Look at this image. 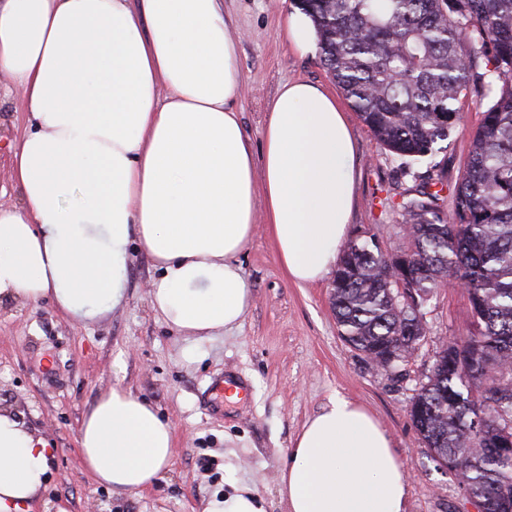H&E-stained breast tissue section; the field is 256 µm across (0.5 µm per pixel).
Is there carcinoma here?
<instances>
[{"label": "carcinoma", "instance_id": "obj_1", "mask_svg": "<svg viewBox=\"0 0 512 512\" xmlns=\"http://www.w3.org/2000/svg\"><path fill=\"white\" fill-rule=\"evenodd\" d=\"M320 31V59L377 141L408 174L437 172L417 196L391 203L408 228L400 254L424 269L418 300L455 282L473 326L451 348L463 375L435 357L410 415L427 448L454 461L467 496L498 512L512 495V0H297ZM488 100L448 210V149L469 95ZM374 238L352 241L336 270L331 304L340 335L364 356L404 362L426 324L385 276Z\"/></svg>", "mask_w": 512, "mask_h": 512}]
</instances>
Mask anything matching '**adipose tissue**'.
<instances>
[{
    "label": "adipose tissue",
    "mask_w": 512,
    "mask_h": 512,
    "mask_svg": "<svg viewBox=\"0 0 512 512\" xmlns=\"http://www.w3.org/2000/svg\"><path fill=\"white\" fill-rule=\"evenodd\" d=\"M314 55L312 18L281 30ZM28 114L12 148L17 203L0 205V297L88 324L126 298L131 244L157 270L154 308L204 340L252 302L237 257L265 220L288 279L321 282L346 246L356 143L342 105L291 80L269 104L253 153L234 105L239 51L222 0H0V73ZM170 425L114 386L85 414L87 469L118 491L168 466ZM50 450L0 412V512H26ZM289 512H407L393 443L364 407L336 396L297 434L280 478Z\"/></svg>",
    "instance_id": "adipose-tissue-1"
}]
</instances>
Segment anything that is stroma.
I'll use <instances>...</instances> for the list:
<instances>
[{
	"instance_id": "35a3bbf8",
	"label": "stroma",
	"mask_w": 512,
	"mask_h": 512,
	"mask_svg": "<svg viewBox=\"0 0 512 512\" xmlns=\"http://www.w3.org/2000/svg\"><path fill=\"white\" fill-rule=\"evenodd\" d=\"M238 43L244 90L235 106L252 150H260L268 105L282 82L342 89L319 56L294 53L278 31L294 0H223ZM483 109L466 103L449 151L448 181L467 160ZM348 120L359 177L350 239L376 236L384 253L407 239L384 199L414 193L422 179L400 176L389 153L356 111ZM27 128L18 98L0 102V200L16 202L9 146ZM252 303L234 329L205 340L169 326L151 303L153 260L132 249L126 300L85 326L51 299L0 300V404L14 410L51 447L47 480L33 512H202L230 493V478L254 488L265 512H288L281 471L304 423L340 395L368 409L393 442L409 488V512H478L455 475L439 469L419 438L409 408L430 373L437 344L464 334L473 320L465 291L444 288L423 306L426 338L408 361L376 370L340 336L331 282L299 288L281 267L267 225H257L238 256ZM150 403L172 428L168 467L153 486H100L83 464L85 413L112 386Z\"/></svg>"
}]
</instances>
